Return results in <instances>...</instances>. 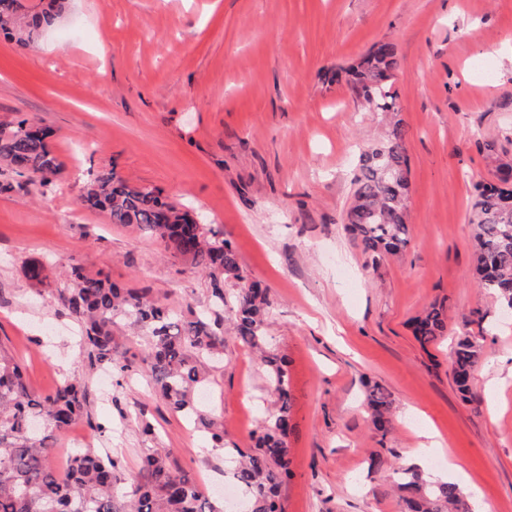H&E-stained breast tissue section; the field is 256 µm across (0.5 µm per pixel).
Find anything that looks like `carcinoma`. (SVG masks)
<instances>
[{"instance_id": "cac0c4a2", "label": "carcinoma", "mask_w": 512, "mask_h": 512, "mask_svg": "<svg viewBox=\"0 0 512 512\" xmlns=\"http://www.w3.org/2000/svg\"><path fill=\"white\" fill-rule=\"evenodd\" d=\"M19 0H0V29L27 46L53 26L66 10V0L47 8L21 12ZM399 61L394 44L384 42L355 67L346 70L351 96L375 112L391 115L386 136L359 155L345 229L362 251L378 263L397 255L407 244L405 197L410 170L407 131L399 118L393 90ZM49 132L31 118L0 122V164L45 187L60 175L63 162L55 154ZM496 181L475 184L469 215L473 226L474 272L478 286L512 312V160L498 159ZM84 202L108 214L111 223L133 226L155 237L173 258H185L207 274L214 305L230 306L232 330L243 344L265 343L267 293L243 274L232 245L217 231L197 222L189 211L162 197L159 189L136 186L113 170L97 174ZM55 298L83 330L82 348L91 363L117 377L130 363L114 340L116 318L125 317L145 332L146 371L171 409L187 418L201 407L193 393L204 382L203 362L224 348V336L203 319L182 314L150 298L143 290L121 288L109 278L70 265ZM448 314L433 304L415 317L413 334L423 345L447 331ZM484 345L459 338L451 361L453 381L465 402L477 399L473 373L484 357ZM268 390L276 408L263 425L251 452L228 448L232 478L241 489L238 512H281L279 491L289 476L290 395L282 358L263 355ZM86 385L64 382L53 394L36 395L23 380L20 364L0 342V512H219L196 483L172 468L169 451L152 448L142 458L137 477L117 492L121 478L109 455L90 450L73 455L68 473L50 465V441L83 413ZM364 404L374 430L386 436L392 428L391 400L378 384L370 386ZM404 504V512H475L458 484L432 482L418 467H398L388 475Z\"/></svg>"}]
</instances>
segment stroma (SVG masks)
Listing matches in <instances>:
<instances>
[{
  "label": "stroma",
  "instance_id": "35a3bbf8",
  "mask_svg": "<svg viewBox=\"0 0 512 512\" xmlns=\"http://www.w3.org/2000/svg\"><path fill=\"white\" fill-rule=\"evenodd\" d=\"M382 42L399 58L408 243L374 264L343 217L359 151L386 120L331 75ZM23 114L50 131L64 170L44 188L0 165V341L35 393L87 386L84 417L53 439L58 473L90 449L117 460L126 485L147 449L165 448L221 508L237 500L227 449H253L273 408L259 355L228 335L205 365L204 413L186 419L154 390L135 326L115 333L131 364L119 382L90 363L49 285L27 278L31 261L53 277L77 261L182 314L230 321L197 268L83 204L112 168L193 210L268 291L267 347L286 362L291 400L282 512H403L370 458L413 464L427 427L446 445L424 461L432 474L485 512H512V315L475 284L468 223L489 146L512 155V0H71L33 47L0 33V121ZM436 302L448 330L423 346L411 321ZM461 336L485 349L473 403L452 379ZM374 383L392 401L384 437L363 405Z\"/></svg>",
  "mask_w": 512,
  "mask_h": 512
}]
</instances>
